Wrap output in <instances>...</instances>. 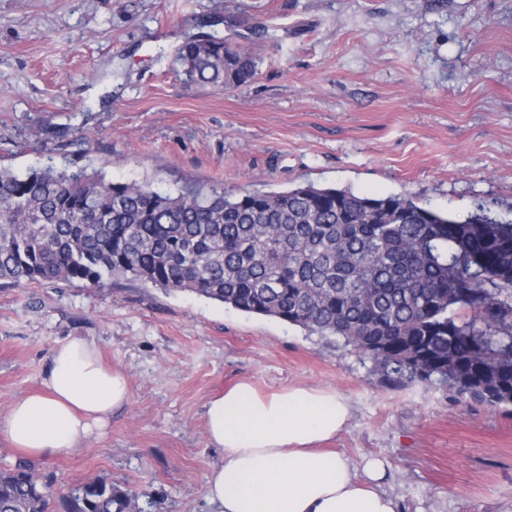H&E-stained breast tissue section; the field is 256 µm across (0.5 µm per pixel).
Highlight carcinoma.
Masks as SVG:
<instances>
[{"label":"carcinoma","instance_id":"obj_1","mask_svg":"<svg viewBox=\"0 0 512 512\" xmlns=\"http://www.w3.org/2000/svg\"><path fill=\"white\" fill-rule=\"evenodd\" d=\"M176 58L186 81L224 87L260 63L216 35L186 39ZM116 279L334 336L389 388L512 405V217L484 203L460 219L405 195L313 184L162 193L84 168L0 167V287ZM50 508L34 469L0 470V512ZM66 512L149 510L94 480L70 490Z\"/></svg>","mask_w":512,"mask_h":512}]
</instances>
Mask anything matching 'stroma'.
<instances>
[{
  "mask_svg": "<svg viewBox=\"0 0 512 512\" xmlns=\"http://www.w3.org/2000/svg\"><path fill=\"white\" fill-rule=\"evenodd\" d=\"M210 34L257 51L258 75L185 82L178 47ZM49 164L159 191L311 183L512 210V0H0V165ZM74 337L130 401L80 449L32 459L56 502L100 479L156 512H210L205 406L245 380L347 397L332 446L383 460L400 512H512V406L390 390L335 341L138 282L0 288V416Z\"/></svg>",
  "mask_w": 512,
  "mask_h": 512,
  "instance_id": "1",
  "label": "stroma"
}]
</instances>
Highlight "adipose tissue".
<instances>
[{
    "label": "adipose tissue",
    "instance_id": "adipose-tissue-1",
    "mask_svg": "<svg viewBox=\"0 0 512 512\" xmlns=\"http://www.w3.org/2000/svg\"><path fill=\"white\" fill-rule=\"evenodd\" d=\"M42 385L0 417V437L32 458L80 448L130 398L125 376L82 338L53 347ZM350 416L346 397L320 387L261 391L241 382L210 399L206 437L223 451L206 477L213 512H398L380 487L383 461L323 448Z\"/></svg>",
    "mask_w": 512,
    "mask_h": 512
}]
</instances>
